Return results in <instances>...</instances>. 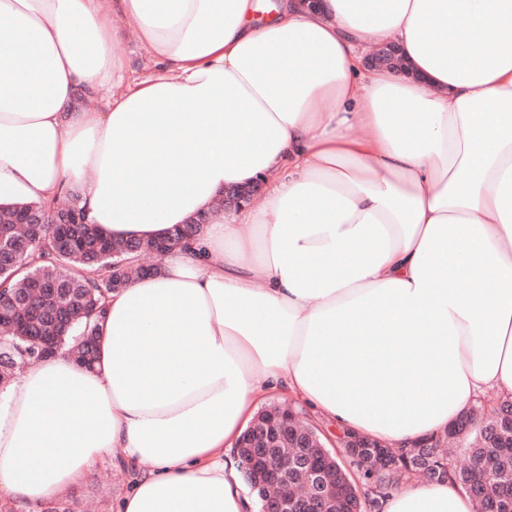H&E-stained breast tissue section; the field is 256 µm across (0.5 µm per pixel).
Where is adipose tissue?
I'll use <instances>...</instances> for the list:
<instances>
[{
  "label": "adipose tissue",
  "mask_w": 512,
  "mask_h": 512,
  "mask_svg": "<svg viewBox=\"0 0 512 512\" xmlns=\"http://www.w3.org/2000/svg\"><path fill=\"white\" fill-rule=\"evenodd\" d=\"M256 10L0 0V204L69 193L119 241L209 217L112 295L93 367L61 352L0 392V494L34 512L110 460L118 512H258L235 443L278 396L395 449L512 398V0ZM125 33L153 50L132 79ZM386 42L412 74L364 66ZM380 512L473 500L411 480Z\"/></svg>",
  "instance_id": "1"
}]
</instances>
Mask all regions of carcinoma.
Segmentation results:
<instances>
[{
    "label": "carcinoma",
    "mask_w": 512,
    "mask_h": 512,
    "mask_svg": "<svg viewBox=\"0 0 512 512\" xmlns=\"http://www.w3.org/2000/svg\"><path fill=\"white\" fill-rule=\"evenodd\" d=\"M52 203H21L0 207V385L13 379L17 369L42 359L35 353L34 336L57 332L53 316L60 314L68 324L64 347L82 352L90 366L96 359V324L106 314L112 293L145 271L130 265L129 256L158 251L157 243L108 241L94 224L76 223L82 216L77 203L48 214ZM34 294L31 307L22 313L13 309L17 288ZM506 400L494 409L495 419L473 412L458 421L456 443L466 449V464L451 468L448 478L465 489L475 490L473 500L481 512H512V426L501 418ZM304 443L320 454L326 444L321 432L308 422L298 433H290L288 443L276 449L283 478L276 493L291 498L298 482L294 446ZM397 488V478L378 481L372 465L363 463L355 476L336 490V506L331 512H348L355 504L360 512H373L380 499Z\"/></svg>",
    "instance_id": "carcinoma-1"
}]
</instances>
